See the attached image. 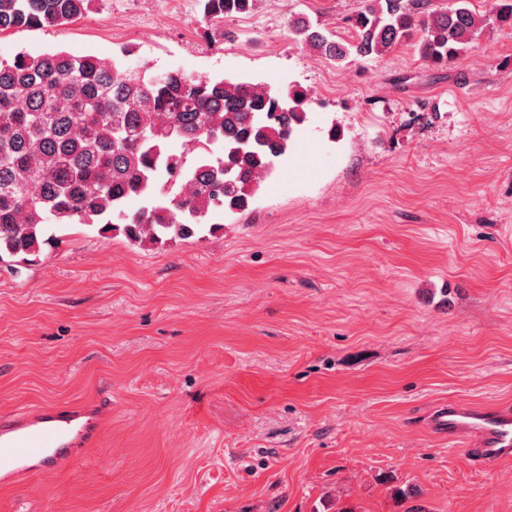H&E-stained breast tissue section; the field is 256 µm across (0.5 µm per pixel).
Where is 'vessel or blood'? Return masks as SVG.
I'll return each mask as SVG.
<instances>
[{"label":"vessel or blood","instance_id":"vessel-or-blood-1","mask_svg":"<svg viewBox=\"0 0 512 512\" xmlns=\"http://www.w3.org/2000/svg\"><path fill=\"white\" fill-rule=\"evenodd\" d=\"M110 398L95 404H51L0 413V480L58 473L74 467L97 444ZM430 434L447 439L484 468L512 464V406L441 400L422 419Z\"/></svg>","mask_w":512,"mask_h":512}]
</instances>
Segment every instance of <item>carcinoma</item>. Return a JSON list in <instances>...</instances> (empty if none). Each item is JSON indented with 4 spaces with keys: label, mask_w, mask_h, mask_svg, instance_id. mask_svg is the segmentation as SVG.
I'll return each instance as SVG.
<instances>
[{
    "label": "carcinoma",
    "mask_w": 512,
    "mask_h": 512,
    "mask_svg": "<svg viewBox=\"0 0 512 512\" xmlns=\"http://www.w3.org/2000/svg\"><path fill=\"white\" fill-rule=\"evenodd\" d=\"M94 0H0V32L56 27ZM203 18L251 12L256 0H197ZM512 25V0L477 15L469 0H364L338 41L300 20L296 33L322 58H371L419 36L425 63L445 67L488 21ZM129 48L110 61L73 52L0 60V255H32L70 224L157 244L188 238L212 211L243 213L307 121L308 94L265 84L153 74ZM184 151L177 154L172 145ZM147 201L130 215L126 200ZM118 222H113V219Z\"/></svg>",
    "instance_id": "obj_1"
}]
</instances>
